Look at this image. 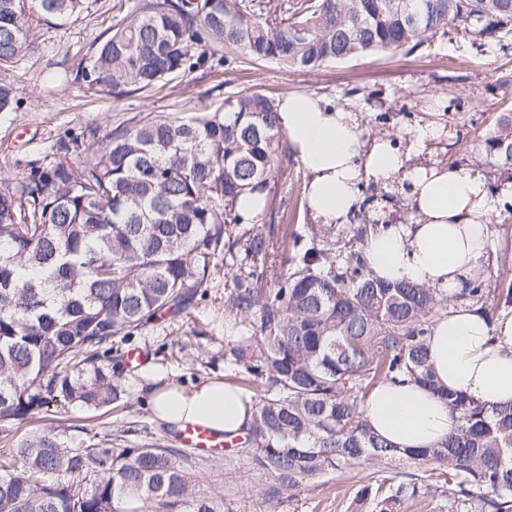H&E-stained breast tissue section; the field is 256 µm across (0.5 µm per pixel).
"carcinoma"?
<instances>
[{"label": "carcinoma", "instance_id": "carcinoma-1", "mask_svg": "<svg viewBox=\"0 0 512 512\" xmlns=\"http://www.w3.org/2000/svg\"><path fill=\"white\" fill-rule=\"evenodd\" d=\"M75 80L114 97L145 92L228 55L313 71L378 51L409 52L462 22L512 51V0H127ZM88 0H0V65L28 47V21L69 20ZM419 11L414 24L408 12ZM17 89L0 76V112ZM277 101L234 92L214 110L159 112L59 140L47 162L0 178V437L58 405L124 402L112 339L187 317L217 273L236 269L224 310L243 318L228 355L258 392L236 460L269 477L276 506L330 471L372 469L354 504L407 512L438 498L456 512H512V407L489 410L438 389L428 337L457 304L512 309V281L485 272L448 295L385 282L363 250L383 225L307 224L276 236L267 211L244 221L239 195L271 197L291 157ZM484 164L512 174V111L484 140ZM439 391L456 427L431 448H400L364 418L368 394L405 381ZM428 466L427 474L403 472ZM179 448L107 437L72 448L53 431L0 448V512H228L192 478Z\"/></svg>", "mask_w": 512, "mask_h": 512}]
</instances>
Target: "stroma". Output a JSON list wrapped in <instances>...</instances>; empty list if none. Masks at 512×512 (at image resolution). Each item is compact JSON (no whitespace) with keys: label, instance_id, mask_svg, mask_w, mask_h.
<instances>
[{"label":"stroma","instance_id":"obj_1","mask_svg":"<svg viewBox=\"0 0 512 512\" xmlns=\"http://www.w3.org/2000/svg\"><path fill=\"white\" fill-rule=\"evenodd\" d=\"M76 19L50 23L29 20L28 47L19 61L0 68L18 92V108L0 112V177L21 176L31 160L45 156L60 139L88 124L101 131L156 112H194L217 108L227 93L259 91L282 99L316 93L353 112L367 138L396 139L429 124L421 162L448 165L482 146L494 116L512 109V52L496 45L478 52L464 23L448 35L412 52L382 51L326 64L310 73L287 72L271 62L240 60L212 71L196 70L150 91L114 98L75 82L72 70L87 48L122 18L117 0H91ZM234 273L220 267L199 297L190 320L164 317L139 331L132 349L144 350L168 381L189 386L210 379L240 382V368L224 355L241 327L224 318V300ZM122 385L127 406L100 414L77 406L58 408L45 418L16 426L15 436L44 430L66 435L70 446H85L103 436L130 430L138 444L179 447L178 430L156 422L141 389L139 368H126ZM193 472L202 489L224 495L232 512H266L264 475L246 466L225 465L223 454L197 462ZM361 482L352 473L331 472L317 484L292 491L276 512H348Z\"/></svg>","mask_w":512,"mask_h":512}]
</instances>
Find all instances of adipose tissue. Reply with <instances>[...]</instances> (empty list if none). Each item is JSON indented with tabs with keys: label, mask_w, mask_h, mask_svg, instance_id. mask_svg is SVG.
Instances as JSON below:
<instances>
[{
	"label": "adipose tissue",
	"mask_w": 512,
	"mask_h": 512,
	"mask_svg": "<svg viewBox=\"0 0 512 512\" xmlns=\"http://www.w3.org/2000/svg\"><path fill=\"white\" fill-rule=\"evenodd\" d=\"M288 146L309 175L307 203L325 224L353 223L361 206V182L379 186L408 183L418 218L392 224L365 246L367 268L388 281H412L455 292L481 266L512 184L491 190L477 167L411 165L414 153L435 131L417 128L408 150L379 139L365 145L354 113L312 93L278 104ZM430 361L442 386L490 408L512 406V314L495 320L468 307L438 318L430 338ZM148 401L155 419L172 428L200 425L215 435L242 434L250 417V395L221 381L157 387L147 370ZM364 417L372 428L402 448H426L454 426L446 403L415 384H385L368 396Z\"/></svg>",
	"instance_id": "adipose-tissue-1"
}]
</instances>
